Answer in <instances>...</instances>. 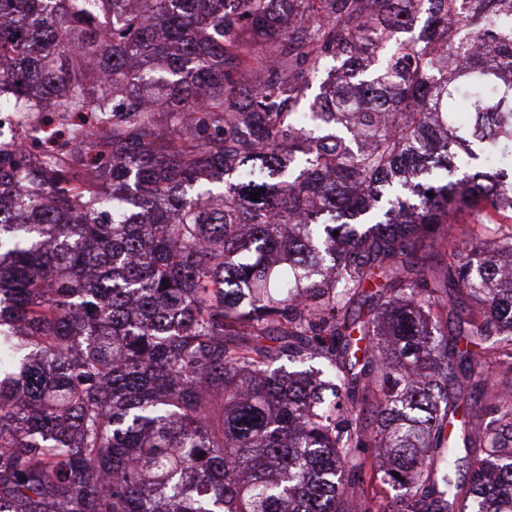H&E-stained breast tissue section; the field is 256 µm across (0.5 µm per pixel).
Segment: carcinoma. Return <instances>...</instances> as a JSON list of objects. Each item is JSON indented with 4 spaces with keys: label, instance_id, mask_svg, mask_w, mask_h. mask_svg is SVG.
<instances>
[{
    "label": "carcinoma",
    "instance_id": "1",
    "mask_svg": "<svg viewBox=\"0 0 512 512\" xmlns=\"http://www.w3.org/2000/svg\"><path fill=\"white\" fill-rule=\"evenodd\" d=\"M2 113L0 512H512V0H0Z\"/></svg>",
    "mask_w": 512,
    "mask_h": 512
}]
</instances>
